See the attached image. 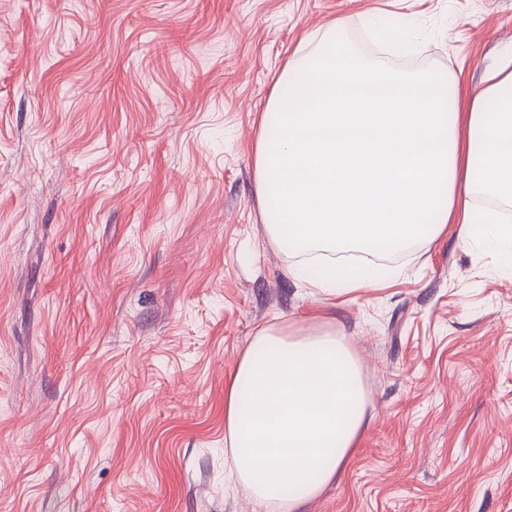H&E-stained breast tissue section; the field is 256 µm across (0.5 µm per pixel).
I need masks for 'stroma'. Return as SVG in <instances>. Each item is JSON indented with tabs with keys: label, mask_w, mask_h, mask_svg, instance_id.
Returning a JSON list of instances; mask_svg holds the SVG:
<instances>
[{
	"label": "stroma",
	"mask_w": 512,
	"mask_h": 512,
	"mask_svg": "<svg viewBox=\"0 0 512 512\" xmlns=\"http://www.w3.org/2000/svg\"><path fill=\"white\" fill-rule=\"evenodd\" d=\"M480 85L512 0H0V512H285L224 466L264 327L335 330L373 418L308 512H512V258L452 224L336 297L289 277L253 146L328 22Z\"/></svg>",
	"instance_id": "1"
}]
</instances>
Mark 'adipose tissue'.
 Returning <instances> with one entry per match:
<instances>
[{"mask_svg": "<svg viewBox=\"0 0 512 512\" xmlns=\"http://www.w3.org/2000/svg\"><path fill=\"white\" fill-rule=\"evenodd\" d=\"M278 80L289 93L268 102L278 125L256 142V195L284 265L311 287L332 294L377 280L341 263L305 272L294 259L316 246L394 253L451 221L470 240L512 217V58L475 90L436 69L361 60L331 37L288 58ZM371 419L343 337L265 328L224 394V463L257 501L285 485L287 512H304Z\"/></svg>", "mask_w": 512, "mask_h": 512, "instance_id": "obj_1", "label": "adipose tissue"}]
</instances>
